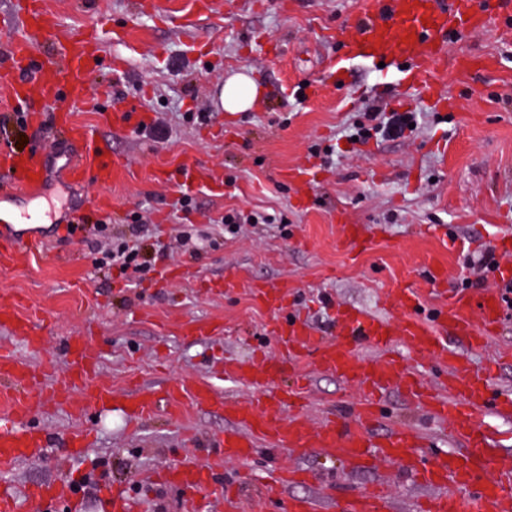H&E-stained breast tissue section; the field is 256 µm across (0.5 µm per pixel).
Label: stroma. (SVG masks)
<instances>
[{
    "instance_id": "1",
    "label": "stroma",
    "mask_w": 512,
    "mask_h": 512,
    "mask_svg": "<svg viewBox=\"0 0 512 512\" xmlns=\"http://www.w3.org/2000/svg\"><path fill=\"white\" fill-rule=\"evenodd\" d=\"M64 30L98 26L104 53L120 56L125 68H102L89 76L95 106H74L78 123L92 127L123 163L109 188L91 181L72 184L55 177L36 199L16 197L8 175L0 174V212L33 213L32 231L50 239L54 260L21 257L0 270V307L35 325L39 347L25 346L0 328V349L13 351L31 372L30 396L40 407L26 414L29 425L46 433L52 446L40 457L0 471V483L24 493L35 483L93 479L95 488L76 492L66 512H86L87 503L106 504L113 486H124L134 512H188L182 490L160 481L161 470L186 459L209 462L205 438L222 432L223 414L182 403L170 414L129 423L120 410L100 415L89 392L70 385L73 355L68 341L85 340L95 358L96 384L117 395L161 391L180 379L214 382L219 394L248 396L242 385L220 381L228 355L249 357L265 347L269 359L285 361L266 331L273 315L257 304L253 285L291 282L289 314L301 315L329 332L333 304L376 310L382 289L408 283L425 310L442 297L423 269L425 258L448 272L445 286L456 291L468 276L465 261L482 253L501 234H512V18L496 17L486 28L450 42L447 58L434 72L452 108L430 102L407 88L395 72L353 64L342 80L329 76L337 49L332 33L347 25L361 0H43ZM490 56L492 69L462 75L457 60ZM249 73L261 89L255 106L230 113L219 94L227 77ZM318 87L299 96V85ZM206 103L212 118L186 119L194 104ZM384 103L417 116L418 126L402 136L348 143L347 127L364 122L365 108ZM129 112L116 124L112 114ZM163 119L166 140L143 136L138 127ZM202 173L190 189L189 207L167 171L183 164ZM306 169L309 180L290 182L284 174ZM223 175L214 191L208 175ZM108 210L90 208L100 195ZM150 210L145 237L128 227ZM232 211L257 212L267 223L232 231L222 224ZM103 220L108 233L128 244L165 243L177 231L201 245L197 258L156 255L155 269L128 286L125 276L97 269V239L61 235L72 216ZM361 225L366 250L350 254L340 227ZM179 270L168 278L169 270ZM238 286L222 287L226 274ZM184 321L221 325L219 334L181 335ZM475 371L490 361L497 368L492 387L512 390V308L503 309L500 328L482 348L462 349ZM309 385L307 412L318 420L327 410H347L354 388L334 375L301 364ZM385 416L373 429L381 436L401 422L418 428L434 447L449 449L448 429L434 424L404 396L384 397ZM85 431L81 451L69 447L71 434ZM299 467L306 482L289 487L314 497L323 512H342L346 497L387 480L396 512H410L423 488L397 466L349 471L319 451L299 456L261 452L249 461H229L219 480L248 484L275 468Z\"/></svg>"
}]
</instances>
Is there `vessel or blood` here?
Instances as JSON below:
<instances>
[{"instance_id": "b4317fda", "label": "vessel or blood", "mask_w": 512, "mask_h": 512, "mask_svg": "<svg viewBox=\"0 0 512 512\" xmlns=\"http://www.w3.org/2000/svg\"><path fill=\"white\" fill-rule=\"evenodd\" d=\"M504 14L512 16V0H363L359 17L340 33L343 50L334 67L344 70L357 60L382 63L399 70L409 86L429 92L434 87L431 74L444 59L450 34L482 29L489 19ZM94 43V37L63 30L41 0H29L23 11L0 16V48L11 63L9 69L0 72V84L19 102L26 90L35 87L49 105L62 99L84 103L90 97L88 75L102 59ZM57 120L75 147L74 152L62 156L66 176L74 182L89 177L101 186L110 185L120 162L108 144L89 128L74 123L70 114H59ZM0 171L10 175L15 193L28 196L47 183L52 161L41 149L28 153L0 150ZM29 221V216L18 214L12 222L0 224L1 266H8L21 253L46 252L47 239L18 233V225ZM288 288L284 281L265 283L254 286L253 296L266 309L280 311L288 305ZM379 303L404 310V318L396 323L360 308H344L337 312L335 335L329 339L299 315L274 320L268 328L278 348L359 389V398L345 412L310 422L299 389L282 384L281 365L260 351L250 361L238 357L224 360L225 382L249 387L247 399L231 400L211 383L183 380L161 394L128 395L123 408L134 422L171 411L175 399H188L200 409L216 405L231 420L230 427L212 440L221 461L251 459L261 445L299 454L316 449L353 468L372 469L382 459L432 488L431 496L417 502L415 512H512V469H502L498 478L490 481L483 478L495 447L491 432L482 427L488 415L512 418V393L492 390L490 369L472 371L448 348L452 337L471 349L485 344L501 319L500 294L488 289L476 298L451 295L430 319L419 314L417 293L407 284L389 289ZM477 320L484 326L480 336L473 330ZM0 322L11 325L14 336L24 344H39L30 323L14 313L1 315ZM363 343L374 349V356H358ZM399 344L414 354L428 355L443 370L438 390L427 389L405 359L399 358L395 350ZM69 347L77 359L72 381L90 388L99 410H108L114 401L112 390L93 385L82 362V343L75 340ZM2 374L18 386L29 370L15 355L0 352ZM391 388L447 425L448 435L459 442V449L427 455L419 433L403 427L373 438L382 408L381 394ZM47 445L46 435L38 429L13 414L0 416L1 467L38 457ZM166 477L189 493L191 504L209 495L223 498L225 512L240 508L242 489L216 485L211 467L189 460L170 468ZM304 478L301 471L275 469L258 490L267 502L280 505L282 512H320L315 500L286 493L289 484ZM346 512H391L386 485L377 483L353 493L347 499Z\"/></svg>"}]
</instances>
